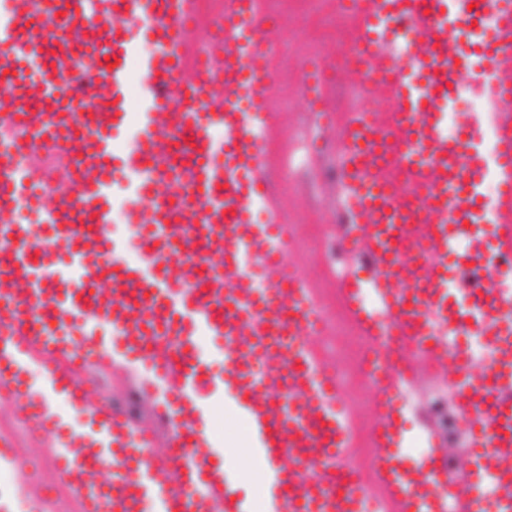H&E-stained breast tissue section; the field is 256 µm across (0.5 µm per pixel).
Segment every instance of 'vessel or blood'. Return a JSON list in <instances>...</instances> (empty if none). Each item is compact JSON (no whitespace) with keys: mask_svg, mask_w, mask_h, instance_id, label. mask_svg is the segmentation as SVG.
I'll return each mask as SVG.
<instances>
[{"mask_svg":"<svg viewBox=\"0 0 512 512\" xmlns=\"http://www.w3.org/2000/svg\"><path fill=\"white\" fill-rule=\"evenodd\" d=\"M362 35L366 87L341 140L350 247L373 265L342 299L376 342L369 475L347 469L335 369L318 360L312 277L278 221L264 131L275 89L258 0H0V386L48 433L86 512H363L379 479L399 512H512V0H343ZM155 46L138 51L141 36ZM491 85L458 112L465 73ZM456 136H449V126ZM497 136L488 154L480 144ZM495 175L496 199L482 185ZM145 203L141 260L112 236L115 189ZM39 211L40 235L14 220ZM267 221L257 224L255 213ZM266 283L254 285L255 270ZM375 304L367 306L365 294ZM457 336L481 337L472 363ZM224 342V383L269 492L242 499L205 425L215 389L201 341ZM55 354L48 388L27 381ZM456 392L471 454L402 465L403 384L416 359ZM143 363L166 441L110 408L77 367ZM62 396L90 416L72 431Z\"/></svg>","mask_w":512,"mask_h":512,"instance_id":"obj_1","label":"vessel or blood"}]
</instances>
